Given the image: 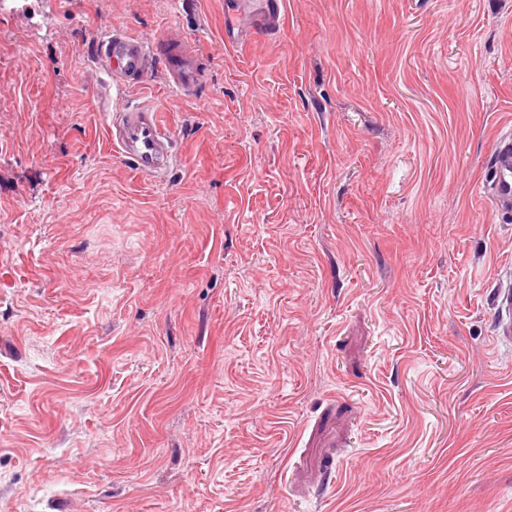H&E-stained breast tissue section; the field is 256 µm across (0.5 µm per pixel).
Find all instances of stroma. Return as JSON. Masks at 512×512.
Instances as JSON below:
<instances>
[{"instance_id":"stroma-1","label":"stroma","mask_w":512,"mask_h":512,"mask_svg":"<svg viewBox=\"0 0 512 512\" xmlns=\"http://www.w3.org/2000/svg\"><path fill=\"white\" fill-rule=\"evenodd\" d=\"M224 2L0 9V512H512V0H285L235 48ZM109 30L192 95L110 89ZM162 42L168 50L167 71L171 87L182 95H190L198 76L192 52L185 44L173 38ZM106 123L112 145L139 173L157 176L171 163L172 134L153 106L109 109ZM492 178L486 192L496 212L512 211V132L497 137L492 153Z\"/></svg>"}]
</instances>
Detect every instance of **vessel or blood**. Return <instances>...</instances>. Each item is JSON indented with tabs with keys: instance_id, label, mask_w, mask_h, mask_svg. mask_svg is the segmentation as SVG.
<instances>
[{
	"instance_id": "obj_1",
	"label": "vessel or blood",
	"mask_w": 512,
	"mask_h": 512,
	"mask_svg": "<svg viewBox=\"0 0 512 512\" xmlns=\"http://www.w3.org/2000/svg\"><path fill=\"white\" fill-rule=\"evenodd\" d=\"M283 0H263L260 12L250 21H243L238 4L227 0L224 11V42L231 46L244 44L249 34L260 29L278 26ZM167 71L171 87L190 95L197 82L193 54L180 41L166 39ZM105 72L110 81L121 86L143 81L148 65L154 58V48L137 38L119 31L106 33L102 38ZM106 123L113 146L135 169L144 175L156 176L172 161V134L163 123L157 109L141 105L126 110L111 109ZM492 177L486 192L495 211H512V132L497 137L491 165Z\"/></svg>"
}]
</instances>
